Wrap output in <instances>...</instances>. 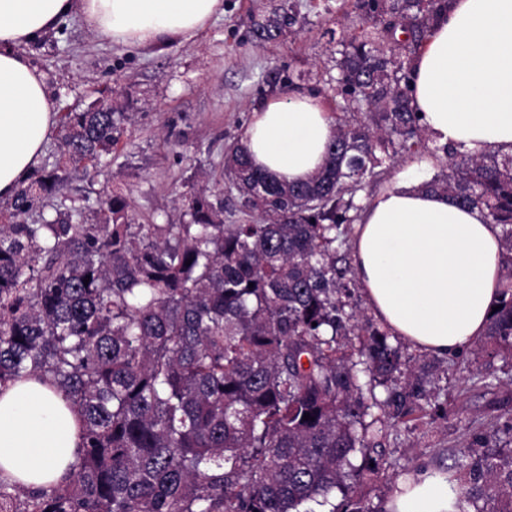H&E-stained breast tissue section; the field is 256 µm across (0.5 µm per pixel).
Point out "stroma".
I'll list each match as a JSON object with an SVG mask.
<instances>
[{
	"label": "stroma",
	"mask_w": 512,
	"mask_h": 512,
	"mask_svg": "<svg viewBox=\"0 0 512 512\" xmlns=\"http://www.w3.org/2000/svg\"><path fill=\"white\" fill-rule=\"evenodd\" d=\"M277 0H224V13L194 39L163 47L133 49L91 33L80 17L31 44L28 53L45 73L58 114L84 108L105 92L114 104L136 101L127 132L96 167L71 171L55 200L65 207L95 205L111 192L130 195L138 224H171L182 214L181 196L202 182L224 197V221H243L237 193L228 189L224 153L236 142L255 108L267 98L293 90L320 97L337 113L336 51L340 41L361 33L368 22L357 0H290L302 22L292 36L260 43L249 34L251 17ZM434 139L416 153L388 162L382 179L358 192L364 206L379 191L425 181L445 163ZM470 352L443 360L447 370L448 413L416 412L388 426L377 473L361 491L384 506L404 465L436 468L453 464L473 435L484 434L492 448H512V436L497 421L512 416L503 384L512 380V359L495 360L487 372L501 382L484 388L471 380Z\"/></svg>",
	"instance_id": "35a3bbf8"
}]
</instances>
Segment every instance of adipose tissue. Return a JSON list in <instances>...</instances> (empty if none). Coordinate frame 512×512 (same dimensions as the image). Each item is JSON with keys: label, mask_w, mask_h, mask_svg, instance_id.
<instances>
[{"label": "adipose tissue", "mask_w": 512, "mask_h": 512, "mask_svg": "<svg viewBox=\"0 0 512 512\" xmlns=\"http://www.w3.org/2000/svg\"><path fill=\"white\" fill-rule=\"evenodd\" d=\"M224 11V0H0V200L13 199L55 132L45 74L26 46L77 15L129 48L187 41ZM413 106L427 133L471 152H512V0H452L413 62ZM336 127L306 92L256 108L240 142L256 165L302 182L325 158ZM502 237L479 209L417 184L366 207L351 263L366 303L395 336L443 358L483 336L501 292ZM77 409L35 378L0 388V470L27 487L57 483L79 452ZM387 512H460L438 473L399 480Z\"/></svg>", "instance_id": "adipose-tissue-1"}]
</instances>
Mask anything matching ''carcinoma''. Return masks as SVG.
Here are the masks:
<instances>
[{
  "label": "carcinoma",
  "mask_w": 512,
  "mask_h": 512,
  "mask_svg": "<svg viewBox=\"0 0 512 512\" xmlns=\"http://www.w3.org/2000/svg\"><path fill=\"white\" fill-rule=\"evenodd\" d=\"M448 3L361 0L388 19L342 42L336 95L365 119L336 121L323 165L302 183L230 145V188L255 215L238 224L203 188L184 194L185 224H133L131 201L112 193L94 222L81 207L33 218L67 166L112 153L131 104L99 112L97 98L65 115L66 165L19 187L0 224V386L39 376L62 392L81 416L80 452L53 486L0 476V512H317L311 504L336 492L332 512H379L360 477L379 468L385 427L438 411L439 389L387 332L346 310L353 270L336 230L356 220L355 193L385 160L423 145L412 62ZM295 24L282 3L251 30L271 41ZM443 151L448 171L424 187L503 227L501 309L474 361L512 356V155ZM453 468L439 474L483 501L478 512H512V448Z\"/></svg>",
  "instance_id": "obj_1"
}]
</instances>
